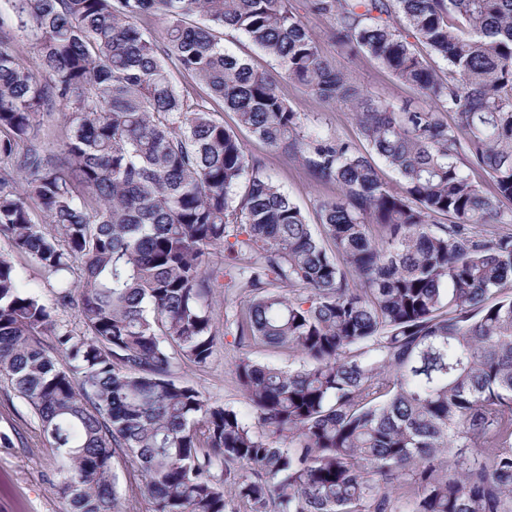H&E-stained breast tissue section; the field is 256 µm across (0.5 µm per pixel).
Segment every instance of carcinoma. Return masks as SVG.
<instances>
[{"mask_svg":"<svg viewBox=\"0 0 512 512\" xmlns=\"http://www.w3.org/2000/svg\"><path fill=\"white\" fill-rule=\"evenodd\" d=\"M8 2L0 375L61 462L65 512H126L123 456L153 512H235L227 486L251 512H512V233L485 230L512 224V0H306L417 108L333 66L292 0ZM226 32L272 69L226 52ZM282 80L348 105L358 140L310 126ZM242 131L341 187L320 232ZM15 255L51 298L22 288ZM220 287L245 296L224 302V328L247 416L175 376L213 356ZM259 347L300 364L261 363Z\"/></svg>","mask_w":512,"mask_h":512,"instance_id":"carcinoma-1","label":"carcinoma"}]
</instances>
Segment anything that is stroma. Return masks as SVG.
I'll return each instance as SVG.
<instances>
[{"instance_id":"obj_1","label":"stroma","mask_w":512,"mask_h":512,"mask_svg":"<svg viewBox=\"0 0 512 512\" xmlns=\"http://www.w3.org/2000/svg\"><path fill=\"white\" fill-rule=\"evenodd\" d=\"M293 4L303 10V19L320 39L325 54L338 66L351 69L358 84L371 95L396 103L420 104V97L412 89L394 80L375 61L367 58L354 61L343 54L330 40L326 22L304 11L303 0H293ZM278 90L306 113L309 124L329 135L355 137L356 128L346 106L319 104L307 89L285 80L280 82ZM245 145L250 154L264 160L272 177L304 209L310 224H317L319 201L338 196L339 186L313 182L300 163L285 159L253 138H246ZM237 355L231 338L222 337L218 340L216 355L206 367L184 361L179 364L177 373L180 379L197 386L209 399L246 415L250 408L232 373ZM0 432L17 440L13 447H0V512H64L63 502L52 487L53 481L59 478L58 459L45 447L32 407L3 376H0Z\"/></svg>"}]
</instances>
